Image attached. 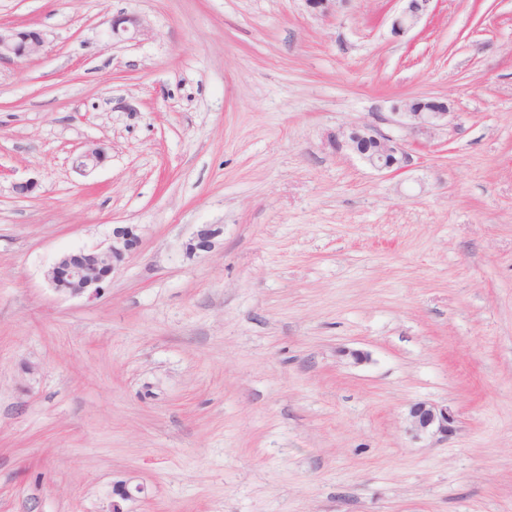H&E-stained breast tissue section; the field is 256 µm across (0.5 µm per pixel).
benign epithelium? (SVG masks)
I'll list each match as a JSON object with an SVG mask.
<instances>
[{
	"instance_id": "1",
	"label": "benign epithelium",
	"mask_w": 512,
	"mask_h": 512,
	"mask_svg": "<svg viewBox=\"0 0 512 512\" xmlns=\"http://www.w3.org/2000/svg\"><path fill=\"white\" fill-rule=\"evenodd\" d=\"M347 0H306L308 7L314 12L327 16ZM403 6L391 23V34L394 38L405 37L418 26L423 18L434 11V0H401ZM110 32L114 38H122L127 34L143 35L146 32L143 21L134 15L120 14L112 17ZM45 40L41 32L26 28L0 26V61L27 60L43 50ZM448 103L438 97L418 96L402 104V111L394 113L393 122L408 128L418 135L428 136L434 131L448 125ZM366 140L374 144V149L361 151L358 142ZM328 145L337 152L352 151L364 162L379 172L399 174L409 162L406 144L397 140L375 125L352 127L339 130L328 138ZM105 157V151L95 147L85 151L77 159V167L81 170L94 168ZM220 229L204 225L196 230L188 243L194 253L209 251ZM141 243L137 228L130 225L115 226L112 238L104 247H94L64 254L48 272L51 286L58 292L81 296L85 293L98 295L103 285L112 275L117 265L126 257L135 253ZM411 430L416 434L440 435L452 433L457 422L456 414L446 407H438L427 402H418L409 410ZM144 492V487L136 485L129 488L123 482L116 487L112 501V512H124L122 502L127 501L136 493Z\"/></svg>"
}]
</instances>
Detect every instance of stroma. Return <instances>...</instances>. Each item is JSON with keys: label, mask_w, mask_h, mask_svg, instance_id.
Instances as JSON below:
<instances>
[{"label": "stroma", "mask_w": 512, "mask_h": 512, "mask_svg": "<svg viewBox=\"0 0 512 512\" xmlns=\"http://www.w3.org/2000/svg\"><path fill=\"white\" fill-rule=\"evenodd\" d=\"M400 7L0 0L46 40L0 62V512H112L120 481L125 512H512V0L397 42ZM421 94L450 115L418 141L390 117ZM365 124L404 173L328 146ZM116 224L142 244L105 290L55 292ZM110 32L114 39L122 38L127 34H131L132 36L145 35L146 28L139 17L120 14L112 17ZM220 235V229L210 225L201 226L196 230L188 243V248L194 253L209 251L216 237ZM411 430L416 434H431L447 437L457 422L456 414L448 407H438L427 402H418L409 410Z\"/></svg>", "instance_id": "obj_1"}]
</instances>
